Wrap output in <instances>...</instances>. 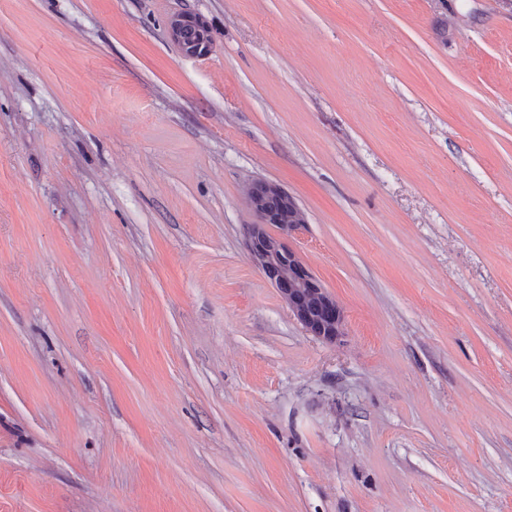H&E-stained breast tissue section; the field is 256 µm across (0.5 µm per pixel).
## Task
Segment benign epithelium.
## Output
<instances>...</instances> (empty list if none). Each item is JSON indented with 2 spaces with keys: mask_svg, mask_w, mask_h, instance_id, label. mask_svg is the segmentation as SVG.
Here are the masks:
<instances>
[{
  "mask_svg": "<svg viewBox=\"0 0 512 512\" xmlns=\"http://www.w3.org/2000/svg\"><path fill=\"white\" fill-rule=\"evenodd\" d=\"M190 25L201 28L203 21L191 13L173 16L168 23L172 39L181 41L183 30ZM244 196L257 218L255 223L246 225L245 229V245L253 262L269 276L275 286L278 285L279 269L288 268L297 287L282 289L280 293L293 316L316 339L330 344L341 342L345 336L342 308L287 244L288 238L302 231L306 225L299 205L279 185L262 180L248 184ZM269 196L278 197L283 208L295 213V223H279L277 213L266 205ZM269 224L279 225L280 234L269 235L266 231Z\"/></svg>",
  "mask_w": 512,
  "mask_h": 512,
  "instance_id": "1",
  "label": "benign epithelium"
}]
</instances>
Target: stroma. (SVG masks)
Returning a JSON list of instances; mask_svg holds the SVG:
<instances>
[{
    "label": "stroma",
    "mask_w": 512,
    "mask_h": 512,
    "mask_svg": "<svg viewBox=\"0 0 512 512\" xmlns=\"http://www.w3.org/2000/svg\"><path fill=\"white\" fill-rule=\"evenodd\" d=\"M0 512H512V0H0ZM190 25L201 28L203 27V21L191 13H181L173 16L168 23V29L172 39L174 41L176 40L179 44L182 39V44L186 48L198 45V36L194 28H187L183 33V30ZM245 201L257 218L254 224H247L245 245L257 267L269 276L272 284L278 288L279 269L288 267L298 288L288 280L286 273L279 274V290L293 316L316 339L330 344L340 343L345 336V320L342 308L336 299L324 288L317 277L302 262L300 257L288 247V238L302 231L306 220L295 199L275 183L254 181L244 190ZM269 196H277L284 209L296 215L294 224H279V216L271 210H278L284 222L292 221V214L279 209V203ZM268 224H279L280 234L270 236L266 231ZM289 288V289H288ZM292 288V289H290ZM313 295L317 300L316 308L310 310L304 306V298Z\"/></svg>",
    "instance_id": "stroma-1"
}]
</instances>
